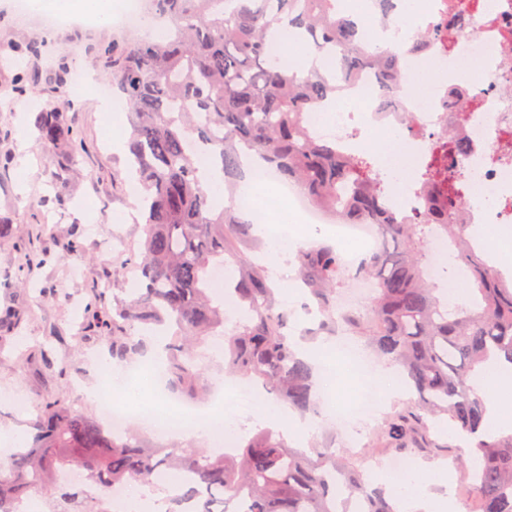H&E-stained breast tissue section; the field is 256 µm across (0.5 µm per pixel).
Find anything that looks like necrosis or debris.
I'll use <instances>...</instances> for the list:
<instances>
[{
    "label": "necrosis or debris",
    "mask_w": 512,
    "mask_h": 512,
    "mask_svg": "<svg viewBox=\"0 0 512 512\" xmlns=\"http://www.w3.org/2000/svg\"><path fill=\"white\" fill-rule=\"evenodd\" d=\"M459 13L470 19L462 33L452 24ZM429 29L436 35L425 51L401 53L399 85L383 88L370 71L339 79L336 96L308 112L306 123L352 155L364 152L367 132L395 131V149L374 155L373 166L389 185L383 205L402 214L423 208L421 175L439 141L466 139L463 222L485 225L502 243L488 256L498 268L512 261V56L502 52L512 43V0H415L413 17L394 15L390 32L399 40ZM427 61L440 64V78L415 83Z\"/></svg>",
    "instance_id": "4bbe7bcc"
}]
</instances>
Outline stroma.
<instances>
[{
    "mask_svg": "<svg viewBox=\"0 0 512 512\" xmlns=\"http://www.w3.org/2000/svg\"><path fill=\"white\" fill-rule=\"evenodd\" d=\"M123 35L84 22L40 31L11 0H0V220L11 225L0 242V424L25 434L46 398L98 415L83 394L110 355L96 321L111 319L113 296H131L124 263L141 228L115 221L132 208L134 187L123 152L112 147L113 134L129 137L131 120L125 109L99 112L100 91L112 82L90 50ZM88 74L94 81L87 86ZM51 105L63 107L74 127V159L49 151L33 126ZM318 340L329 350L311 360L315 390H331L345 417L358 418L367 388L382 413L401 407L379 374L383 362L360 372L337 351L335 332Z\"/></svg>",
    "mask_w": 512,
    "mask_h": 512,
    "instance_id": "stroma-1",
    "label": "stroma"
}]
</instances>
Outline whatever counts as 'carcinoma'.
<instances>
[{"label": "carcinoma", "instance_id": "1", "mask_svg": "<svg viewBox=\"0 0 512 512\" xmlns=\"http://www.w3.org/2000/svg\"><path fill=\"white\" fill-rule=\"evenodd\" d=\"M149 12L168 24L159 41L132 45L114 38L97 47L105 71L126 95L132 113L128 167L141 187L142 234L127 265L138 284L135 297L112 304V362L126 365L147 353L143 331H169L164 374L172 392L202 396L199 348L224 336V372L246 377L302 412L312 401V369L288 334L292 312L280 305L264 266L242 251L253 224L235 208L216 209L196 155L206 146L220 163L230 195L238 192L243 160L257 153L310 202L336 210V192L350 194L341 220L379 227V248L358 274L371 281L364 311H338L343 266L336 250L318 245L297 256L298 277L317 305L314 337L340 323L380 358L399 367L411 405L389 415L369 443L399 454L447 448L448 423L461 438L459 464L468 480L467 512H512V432L489 437L483 383L493 362L512 365V277L491 270L483 249L463 234L461 173L448 156L465 145L448 139L423 173L426 209L408 218L383 209L385 181L369 154L345 156L333 140L314 136L305 113L335 93L316 67L298 73L279 63L273 36L279 25L310 37L315 46L341 50L347 78L376 69L390 82L401 62L391 51L363 45V25L339 15L336 0H149ZM47 148L73 152L75 131L60 107L34 119ZM448 237L471 270V305L450 306L427 279L428 242ZM232 263L234 291L244 317L224 335V301L210 288L211 269ZM31 439L17 448L0 474V512H16L32 489L49 501H79V512H107L110 493L135 484L167 494L166 512H337V498L356 495L358 512H395L385 488L365 486L354 460L325 448L308 455L282 433L264 429L238 454L160 445L127 431L115 434L96 417L46 400L30 423ZM77 465L92 498L79 499L61 485ZM190 478L170 488L169 477Z\"/></svg>", "mask_w": 512, "mask_h": 512}]
</instances>
